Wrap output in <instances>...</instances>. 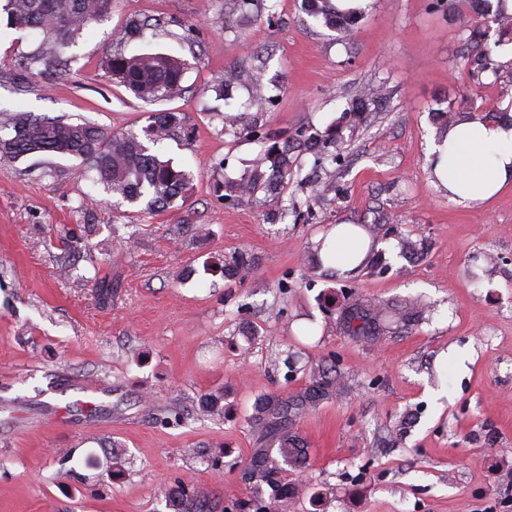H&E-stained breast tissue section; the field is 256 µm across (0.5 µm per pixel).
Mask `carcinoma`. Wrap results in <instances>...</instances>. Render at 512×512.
Masks as SVG:
<instances>
[{"label": "carcinoma", "mask_w": 512, "mask_h": 512, "mask_svg": "<svg viewBox=\"0 0 512 512\" xmlns=\"http://www.w3.org/2000/svg\"><path fill=\"white\" fill-rule=\"evenodd\" d=\"M308 14L322 17L325 25L340 33L350 31L358 22V13L339 12L330 8L327 0H305ZM4 11L8 21L17 28L39 30L56 50L72 44L91 23H103L112 13V0H6ZM112 78L143 101L171 97L180 91L187 62L165 53H144L127 57L116 53L107 59ZM249 82V76L234 67L224 72L220 95H229L236 84ZM251 83V82H249ZM254 99L264 97L262 84L251 83ZM181 119L174 112H160L146 129L148 140L155 143L174 134ZM224 125L237 131L250 128L248 113L224 114ZM1 130L0 156L16 157L35 152L68 154L89 162L97 171L99 181L116 197L130 203H146L145 210L152 213L172 204L186 191L190 174L149 153V148L134 133H111L87 124H74L62 120L33 117L17 111L10 114ZM339 147L342 136L329 131L318 138L308 130L296 132L293 140L273 144L263 151L262 158L247 175L224 185L226 197L231 199L255 198L262 192L278 198L289 180L301 174L294 149ZM249 261L240 257L224 267V276L243 280L250 274ZM415 306L393 305L377 308L362 299L351 301L341 311L338 324L343 333L359 339L379 340L393 333V325L406 324L414 319ZM289 401L278 395H266L258 400L248 423L254 430L275 432L279 443L278 456L267 448H257L246 459L249 474L269 488L268 497L248 500L241 505L246 512H282L287 502V490L278 479L284 467L302 468L307 464V449L291 430L288 421ZM162 495L174 512H217L218 505L211 497L201 493L188 495L165 489Z\"/></svg>", "instance_id": "carcinoma-1"}]
</instances>
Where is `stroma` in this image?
<instances>
[{
  "label": "stroma",
  "instance_id": "35a3bbf8",
  "mask_svg": "<svg viewBox=\"0 0 512 512\" xmlns=\"http://www.w3.org/2000/svg\"><path fill=\"white\" fill-rule=\"evenodd\" d=\"M230 3L113 0L61 70L44 65L55 52L40 31L0 10V121L21 109L140 135L176 112L181 128L151 150L192 174L185 198L148 214L82 159L0 158V512H169L162 487L238 512L255 492L246 458L276 445L246 424L255 402L322 379L336 388L290 416L310 459L284 474L286 512H512V190L463 206L427 162L441 111L512 100V61L482 72L470 50L473 31L512 33L468 0H370L346 36L303 0H250L245 17ZM147 51L188 61L179 95L147 103L112 81L109 54ZM233 66L265 89L232 91L249 132L225 131L213 92ZM378 87L379 108L351 122L352 99ZM335 126L339 160L300 156L324 194L294 180L284 193L299 215L225 199L266 139ZM342 223L372 247L347 277L311 260ZM240 255L251 276L225 279ZM355 297L426 310L363 342L337 323ZM451 352L462 362L442 364ZM214 393L222 413L199 415Z\"/></svg>",
  "mask_w": 512,
  "mask_h": 512
}]
</instances>
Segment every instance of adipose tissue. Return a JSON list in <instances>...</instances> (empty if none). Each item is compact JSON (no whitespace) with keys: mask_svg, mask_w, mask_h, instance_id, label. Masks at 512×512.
Segmentation results:
<instances>
[{"mask_svg":"<svg viewBox=\"0 0 512 512\" xmlns=\"http://www.w3.org/2000/svg\"><path fill=\"white\" fill-rule=\"evenodd\" d=\"M494 121L473 118L448 128L431 149L433 175L449 200L460 205L486 202L512 188V102H502ZM369 238L353 224H339L319 253L322 268L353 274L367 253Z\"/></svg>","mask_w":512,"mask_h":512,"instance_id":"obj_1","label":"adipose tissue"}]
</instances>
